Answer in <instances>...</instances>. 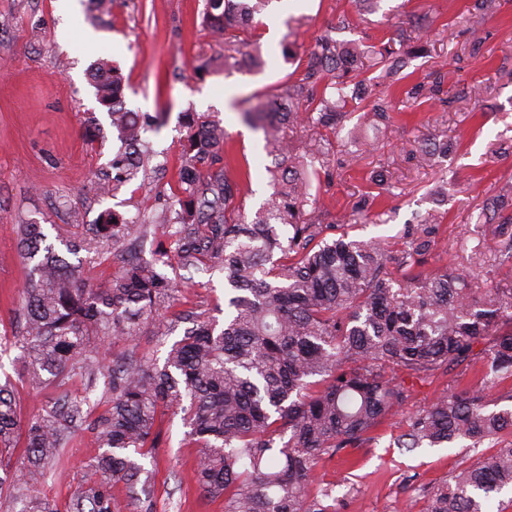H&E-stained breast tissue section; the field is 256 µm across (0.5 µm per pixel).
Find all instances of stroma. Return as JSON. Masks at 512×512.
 <instances>
[{
	"instance_id": "1",
	"label": "stroma",
	"mask_w": 512,
	"mask_h": 512,
	"mask_svg": "<svg viewBox=\"0 0 512 512\" xmlns=\"http://www.w3.org/2000/svg\"><path fill=\"white\" fill-rule=\"evenodd\" d=\"M78 3L66 13L62 0H0V20L9 23L0 32V336L18 333L23 291L31 280L17 225H42L57 244L82 236L107 209L129 219L170 209L189 109L217 113L226 132L227 170L239 183L246 214L254 215L272 189L263 134L241 121L240 109L277 93L324 32L370 52L412 15L428 19L422 32L428 52L412 59L409 79L422 82L442 71L441 97L406 100L401 85L382 83L380 67H370L365 82L391 110L377 120L358 107L329 135L327 172L312 189L318 198L314 216L355 239L382 240L395 255L417 225L432 224L434 245L420 258L423 272L465 267L476 247L493 253L504 227L478 222L477 215L488 198L512 186V0H496L495 13L487 16L469 12L471 0H380L374 11L359 16L351 0H272L250 33L266 59L260 72L225 70L224 56L234 48L212 40L202 22L204 0H113L107 12L97 0ZM343 13L355 21L340 29L336 22ZM474 27L485 36L477 50L470 42ZM288 35L295 52L286 58L282 44ZM202 55L210 64L200 69L196 60ZM99 59L122 73L127 108L157 119L145 136L148 162L107 194L99 193L97 183L111 174L112 159L124 146L87 79ZM430 140L451 149L424 165L420 148ZM363 200L368 206L352 222ZM125 259L121 246L98 254L82 251L70 261L84 282L98 286ZM224 304V273L213 268L191 272L165 308L220 320ZM176 339L173 333L159 335L157 323L149 321L136 340L110 344L109 350L161 359ZM17 355L12 348L0 351V380L11 379L26 421L52 407L60 389L54 383L31 388ZM445 386L442 376L414 381L402 414L384 423L367 448L318 463L317 483L344 478L354 487L342 512H408L412 506L422 512L452 472L512 443L505 433L476 448L464 440L411 452L392 447L406 429V416L430 405ZM158 429V444L144 461L152 471L153 512H224L223 500L204 497L196 484L198 450L182 413L166 412ZM96 454L92 430L82 425L59 467L32 488L23 450L15 448L9 463L14 487L0 494V512H10L13 496L27 491L66 512L78 488L96 480Z\"/></svg>"
}]
</instances>
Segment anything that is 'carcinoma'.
Instances as JSON below:
<instances>
[{
  "label": "carcinoma",
  "instance_id": "carcinoma-1",
  "mask_svg": "<svg viewBox=\"0 0 512 512\" xmlns=\"http://www.w3.org/2000/svg\"><path fill=\"white\" fill-rule=\"evenodd\" d=\"M271 0H205L203 23L216 42L248 47L242 60L224 56V69H260L262 52L241 38ZM425 27L411 28L383 44L376 55L384 77L410 64L411 43ZM367 54L326 33L315 39L304 68L279 92L240 112L263 132L272 194L252 218L235 206L239 184L223 163L224 127L208 115L186 113L178 187L191 209L181 217L174 251L151 262L127 261L98 288L87 286L39 224L19 225L20 244L33 265L24 290V321L13 346L27 364V381L39 388L62 380L77 366L107 373L108 404L96 414L86 401L63 392L56 406L22 423L10 381L0 384V457L25 434L28 483L38 484L59 465L77 421H90L100 479L78 490L69 512H116L110 484L124 482L136 499L150 496V475L139 459L152 453L156 422L167 409L184 411L188 436L198 448L197 481L209 498H224V512H339L335 485L314 486L320 460L355 452L396 416L411 388L395 372L418 378L475 367L479 380L446 385L428 407L408 417L398 448L434 447L459 439L476 448L512 433V284L473 288L463 270L392 276L389 266H410L430 251L435 229L420 225L397 256L379 241L327 236L316 223L308 175H320L327 151L323 132L334 131L358 100L350 91L364 72ZM95 98L133 150L150 124L126 108L118 69L102 62L90 77ZM440 81L411 85L418 100L439 91ZM512 224V192L496 196L479 219ZM143 225L114 213L100 217L96 234L65 243L69 254L135 239ZM224 270L234 291L224 323L192 311L167 318L160 303L178 288L163 272L175 266ZM165 327L188 324L163 362L129 355L104 363L92 339H131L145 321ZM491 337L486 348L474 345ZM320 387L313 389L312 378ZM499 408H490V397ZM512 489V445L480 464L453 472L430 496L426 512H492L497 496ZM19 512H57L31 494Z\"/></svg>",
  "mask_w": 512,
  "mask_h": 512
}]
</instances>
